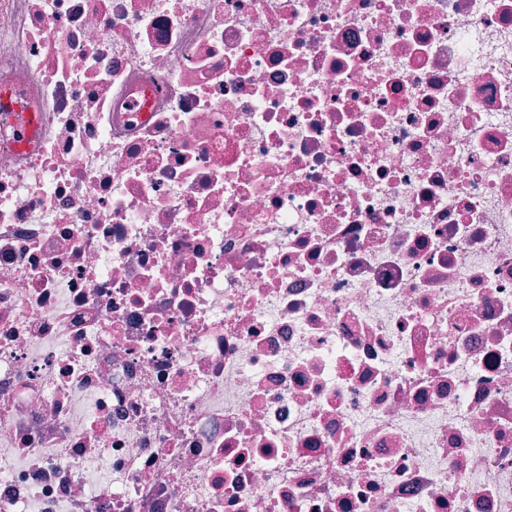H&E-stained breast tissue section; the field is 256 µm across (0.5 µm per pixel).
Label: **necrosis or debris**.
I'll return each instance as SVG.
<instances>
[{"label": "necrosis or debris", "instance_id": "4bbe7bcc", "mask_svg": "<svg viewBox=\"0 0 512 512\" xmlns=\"http://www.w3.org/2000/svg\"><path fill=\"white\" fill-rule=\"evenodd\" d=\"M0 512H512V0H0Z\"/></svg>", "mask_w": 512, "mask_h": 512}]
</instances>
